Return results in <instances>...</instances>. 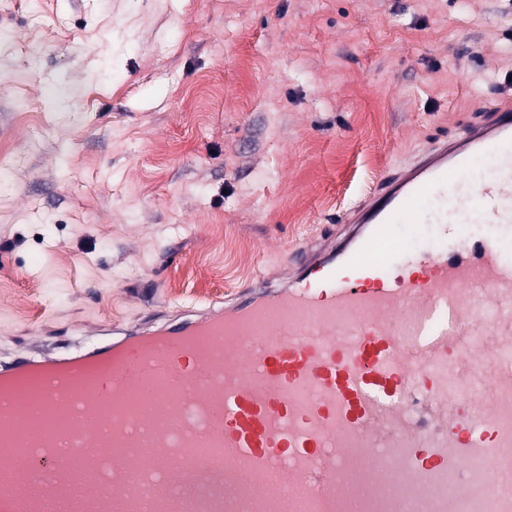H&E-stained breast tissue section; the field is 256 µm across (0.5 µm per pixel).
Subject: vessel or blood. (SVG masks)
Here are the masks:
<instances>
[{"instance_id": "vessel-or-blood-1", "label": "vessel or blood", "mask_w": 512, "mask_h": 512, "mask_svg": "<svg viewBox=\"0 0 512 512\" xmlns=\"http://www.w3.org/2000/svg\"><path fill=\"white\" fill-rule=\"evenodd\" d=\"M399 224L442 225L448 244L403 253ZM468 224L485 227L470 244ZM511 233L506 99L295 251L282 284L1 364L12 413L66 414L70 440L30 448L13 512H293L299 491L307 512H448L471 459L512 475ZM92 440L114 447L96 458L111 496L86 502L71 453Z\"/></svg>"}]
</instances>
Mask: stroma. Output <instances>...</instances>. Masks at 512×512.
I'll return each instance as SVG.
<instances>
[{"mask_svg":"<svg viewBox=\"0 0 512 512\" xmlns=\"http://www.w3.org/2000/svg\"><path fill=\"white\" fill-rule=\"evenodd\" d=\"M507 95L512 0H0V358L284 277Z\"/></svg>","mask_w":512,"mask_h":512,"instance_id":"35a3bbf8","label":"stroma"}]
</instances>
